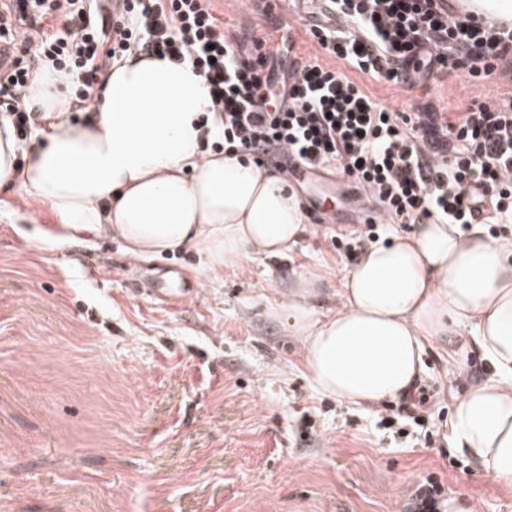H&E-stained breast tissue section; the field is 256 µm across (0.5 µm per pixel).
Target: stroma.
<instances>
[{"label": "stroma", "instance_id": "35a3bbf8", "mask_svg": "<svg viewBox=\"0 0 512 512\" xmlns=\"http://www.w3.org/2000/svg\"><path fill=\"white\" fill-rule=\"evenodd\" d=\"M367 86L404 112L512 92L455 77ZM337 179L285 175L304 210L298 243L216 276L190 249L132 261L120 239L64 232L12 191L0 208V512H418L428 481L440 512H512V488L448 444L457 397L487 377L478 350L454 336L428 346L421 425L400 400L340 403L303 373L289 299L312 275L309 304L326 310L356 261L329 239L359 219ZM171 285L190 297H151Z\"/></svg>", "mask_w": 512, "mask_h": 512}]
</instances>
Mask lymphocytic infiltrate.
Returning a JSON list of instances; mask_svg holds the SVG:
<instances>
[{"instance_id":"obj_1","label":"lymphocytic infiltrate","mask_w":512,"mask_h":512,"mask_svg":"<svg viewBox=\"0 0 512 512\" xmlns=\"http://www.w3.org/2000/svg\"><path fill=\"white\" fill-rule=\"evenodd\" d=\"M321 55L299 60L290 24L245 42L210 0H0V117L17 137L38 115L44 66L72 74L88 108L106 68L131 51L191 63L207 81L225 154L271 164L286 151L336 169L384 224L512 223V95L457 112H403L374 79L410 89L441 74L512 76V18L448 0H318Z\"/></svg>"}]
</instances>
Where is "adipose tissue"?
<instances>
[{
	"mask_svg": "<svg viewBox=\"0 0 512 512\" xmlns=\"http://www.w3.org/2000/svg\"><path fill=\"white\" fill-rule=\"evenodd\" d=\"M68 82L46 73L34 84L46 124L25 164L0 124V189L48 206L61 228L105 226L135 257L194 249L213 274L246 254L283 257L298 242L302 205L276 172L204 151L210 99L200 72L132 53L113 63L78 124L59 92ZM315 283L302 280L288 306L312 387L354 405L407 396L427 345L455 333L490 375L457 398L448 439L512 487V235L425 218L412 235L361 254L333 310L310 308Z\"/></svg>",
	"mask_w": 512,
	"mask_h": 512,
	"instance_id": "obj_1",
	"label": "adipose tissue"
}]
</instances>
